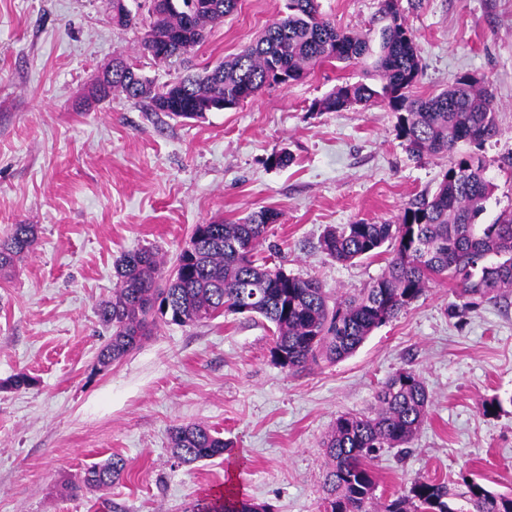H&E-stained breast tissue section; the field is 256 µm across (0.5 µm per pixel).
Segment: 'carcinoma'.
Here are the masks:
<instances>
[{
    "label": "carcinoma",
    "mask_w": 512,
    "mask_h": 512,
    "mask_svg": "<svg viewBox=\"0 0 512 512\" xmlns=\"http://www.w3.org/2000/svg\"><path fill=\"white\" fill-rule=\"evenodd\" d=\"M202 2L206 10L189 23L178 13L153 14L147 38L165 39L166 56L160 62L190 52L209 27L237 11L239 0ZM380 13L386 21L376 60L380 88L346 81L313 108L330 112L378 100L398 113L396 136L411 154L448 159L435 191L405 208L398 223L358 220L324 235L322 250L339 262L387 255L383 274L357 295L338 296L316 280L285 278L282 266L258 258L268 227L279 220L277 211H252L235 222L214 220L193 229L170 270L149 248L116 260L112 298L98 307L100 323L109 332L98 352V365L108 367L122 359L160 320L190 325L237 312L257 314L275 327L271 358L293 372L319 356L335 361L351 354L438 279L460 287L459 302L448 305V318L458 322L482 303L512 293V212L500 214L491 224L477 223L492 186L480 160L455 154L460 143L479 146L498 135L493 99L477 80L465 75L438 94L415 95L421 69L414 32L402 19L398 0H381ZM369 53V41L336 28L318 0H286V11L277 12L241 52L201 74L157 88L139 68L134 74L114 69L112 78L92 89V96L107 98L119 92L148 103L155 112L200 118V113H189L198 101L241 103L271 86L275 64L287 76L286 85L317 65L349 64ZM463 169L467 174L456 176ZM35 240L34 225H11L0 237V273H10ZM376 401L371 416H339L323 441L328 465L325 506L330 512H457L458 497L465 500L467 512H512V492H493L466 477L461 494L442 483L414 480L393 499L376 498L373 461L385 448L406 452L427 418L430 399L420 376L402 369L381 384ZM170 445L183 464L221 457L230 447L202 423L173 427ZM126 468V460L114 455L87 466L69 489L108 488ZM253 508L227 487L197 499L192 512Z\"/></svg>",
    "instance_id": "obj_1"
}]
</instances>
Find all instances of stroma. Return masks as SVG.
Masks as SVG:
<instances>
[{
	"mask_svg": "<svg viewBox=\"0 0 512 512\" xmlns=\"http://www.w3.org/2000/svg\"><path fill=\"white\" fill-rule=\"evenodd\" d=\"M337 28L378 46L380 0H320ZM284 0H239L182 60L141 56L150 18L112 21L110 0H0V237L32 224L37 241L0 278V512H185L231 486L272 512H323L324 437L344 413L370 414L378 385L414 370L429 395L408 452L374 462L375 494L412 480L481 478L512 488V298L487 302L463 325L445 280L375 329L349 356L291 373L270 357L273 327L248 313L195 325L159 323L154 334L103 368L107 333L97 317L111 298L123 253L156 249L167 262L195 225L279 212L268 244L290 274L340 294L370 287L383 257L339 263L320 242L357 220L397 223L433 192L444 160L417 158L383 104L337 112L315 101L345 81L379 86L374 55L346 68L323 65L237 108L183 120L121 94L91 89L112 63L136 61L156 85L214 66L256 38ZM416 36V94L468 75L498 109L499 134L477 152L492 191L483 224L512 211V0H399ZM285 151L288 166L269 165ZM32 377L16 390L10 380ZM502 408L483 414V400ZM191 422L232 446L192 465L172 454V427ZM119 455L123 478L100 492L64 491L91 463Z\"/></svg>",
	"mask_w": 512,
	"mask_h": 512,
	"instance_id": "stroma-1",
	"label": "stroma"
}]
</instances>
